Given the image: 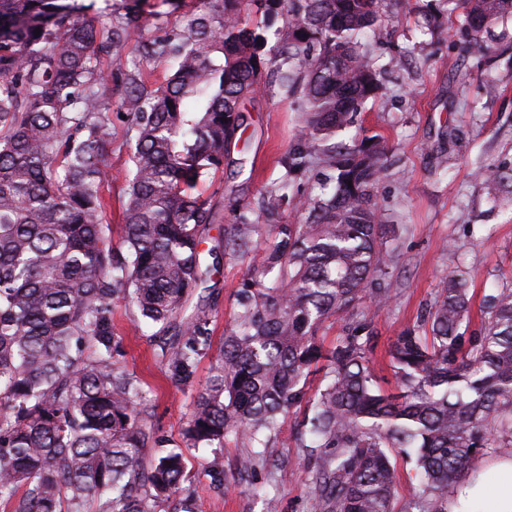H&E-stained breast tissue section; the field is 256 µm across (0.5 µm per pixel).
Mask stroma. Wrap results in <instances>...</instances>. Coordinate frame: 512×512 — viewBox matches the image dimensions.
I'll return each mask as SVG.
<instances>
[{
    "instance_id": "1",
    "label": "stroma",
    "mask_w": 512,
    "mask_h": 512,
    "mask_svg": "<svg viewBox=\"0 0 512 512\" xmlns=\"http://www.w3.org/2000/svg\"><path fill=\"white\" fill-rule=\"evenodd\" d=\"M141 8V33L131 34L120 54L100 55L98 69L116 75L137 68L151 84L173 67L164 59H144L142 40L177 31L201 3L142 0ZM459 20L447 0H384L366 40L386 71V89L379 99L365 102L353 127L339 135L346 143L361 134L381 135L392 162L375 194L383 223L400 227L394 245L401 262L392 277V300L372 322L373 367L388 382L393 379L388 351L395 337L422 320L450 271H469L475 319L488 290L512 282V187L490 191L477 172L478 166L512 158V15L496 20L485 35L498 49L492 58L454 43L451 26ZM122 99L116 83L105 85L112 179L103 194L110 202L108 234L116 245L123 236L135 144ZM301 119L295 95L276 80L244 101L241 127L222 168L197 187L214 216L205 233L207 245L220 242L235 211L257 206L262 193L285 174L286 151ZM252 264L249 258L228 257L214 275L218 286L205 301L213 346L221 345L233 323L236 291ZM135 315L125 296L113 299L112 327L124 351L122 361L140 379L161 435L180 443L212 358H200L191 385L175 384L159 356L162 335L154 326L135 323ZM299 420L296 413L285 419L266 461L236 486L216 485L203 464L220 457L225 475H233L246 452L241 442L186 449L190 485L204 512H310L307 473L299 459Z\"/></svg>"
}]
</instances>
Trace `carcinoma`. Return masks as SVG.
Listing matches in <instances>:
<instances>
[{
  "mask_svg": "<svg viewBox=\"0 0 512 512\" xmlns=\"http://www.w3.org/2000/svg\"><path fill=\"white\" fill-rule=\"evenodd\" d=\"M219 2L222 10L203 8L173 36L142 41L144 57L175 62L164 82L149 89L140 70L124 74L135 147L115 248L102 193L112 179V130L101 115L107 78L94 59L120 52L141 30L140 15L129 8L112 43L99 44L82 21L91 6L79 0H0V500L12 512H87L91 502L98 512H203L185 486L187 459L163 450L142 384L119 360L112 300L124 293L137 320L159 327L169 376L188 385L210 346L195 295L224 257L260 249L186 421V445L229 436L246 444L242 480L299 412L312 512H393L394 450L416 457L417 512H448V488L512 438V288L484 296L475 326L469 272L449 274L422 323L396 336L395 388L384 389L371 353L372 318L391 300L385 281L397 264L396 225L380 223L374 195L388 157L376 135L332 142L382 90L364 41L382 0H257L267 19H287L278 58L243 21L246 0ZM461 4L459 40L489 51L484 32L512 15V0ZM273 68L302 101L288 179L204 250L213 215L193 189L223 165L240 101ZM315 165L329 171L331 190L306 223H276L289 178ZM488 179L512 182V166L490 165ZM260 219L269 228L263 242ZM364 292L369 305L324 346L321 323ZM147 448L160 452L148 459Z\"/></svg>",
  "mask_w": 512,
  "mask_h": 512,
  "instance_id": "1",
  "label": "carcinoma"
}]
</instances>
